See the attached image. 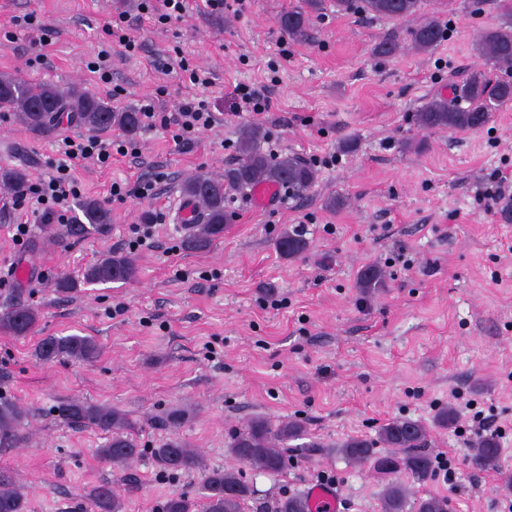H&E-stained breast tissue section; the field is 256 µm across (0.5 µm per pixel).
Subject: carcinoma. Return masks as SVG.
I'll return each mask as SVG.
<instances>
[{
    "instance_id": "1",
    "label": "carcinoma",
    "mask_w": 512,
    "mask_h": 512,
    "mask_svg": "<svg viewBox=\"0 0 512 512\" xmlns=\"http://www.w3.org/2000/svg\"><path fill=\"white\" fill-rule=\"evenodd\" d=\"M425 0H336L342 11L359 12L392 21H402L422 13ZM321 0H302L301 4L283 12L278 23L288 37L303 41L309 36V15L319 10ZM503 21L483 30L476 38L475 51L485 64L495 67H512V0H497ZM444 31L435 18H428L410 30L413 48L426 53L442 41ZM401 50L400 41L393 37L382 40L372 49L376 58L392 57ZM456 102L436 97L416 112L417 125L426 131L453 130L477 131L486 126L498 107L512 102V80H493L484 70L476 69L463 84L455 89ZM465 105H460L457 100ZM0 112H16L19 120L32 132H43L63 116L76 117L92 130L118 127L128 135L140 129L141 114L133 108L116 111L112 104L77 87L59 89L52 83H42L34 88L10 76L0 77ZM266 132L259 125L246 127L240 137V158L224 168V175L212 177L199 174L188 178L182 185L187 198L198 204L200 219L192 232L183 240L189 251H202L224 236L226 201L235 192L250 189L261 182L280 183L303 193L317 179L314 167L294 154L269 156L262 148ZM27 174L17 168L0 169V185L15 190L26 186ZM82 216L75 223L66 225L69 236L84 237L101 231L107 221V212L95 200L79 204ZM276 247L284 257L294 258L308 248V241L299 234L283 232ZM138 276L135 264L126 256L107 254L82 273V281L61 277L55 287L69 291L79 283L86 285L128 283ZM357 287L370 294L384 287V275L376 265L365 266L358 274ZM38 321V311L29 305H12L0 311V331L16 337L31 333ZM34 356L42 363H51L69 357L93 362L99 349L88 336H47L35 348ZM64 419L80 425L92 426L109 434L100 449V455L122 469L141 454L138 441L132 434L133 424L121 410L103 404L82 400H68L58 406ZM23 418L22 411L9 403L0 402V440L15 437ZM457 418L451 408L440 410L431 421L423 419H393L383 425L375 438L351 437L337 445L339 453L352 464L372 463L380 475L399 469L408 471L419 481L433 474L432 460L421 448L427 441L432 427H448ZM186 421L182 409L170 410L154 419V426L168 430V437L152 455L164 468L175 472H197L201 475L199 500L184 494L167 499L163 512H243L245 502L252 495L251 487L233 467L209 469L202 455L182 440L178 429ZM306 430L296 420H282L273 426L263 418L251 420L230 442L234 458L253 468L268 473H278L288 466V442L305 437ZM501 448L497 438L490 434L481 437L473 447V457L481 466L498 463ZM408 489L398 483H388L383 488L382 512H407ZM94 506L100 512H120L121 504L112 491L96 488L92 493ZM27 503L21 486L11 477L0 474V512H26ZM417 512H448V498L430 496L422 499Z\"/></svg>"
}]
</instances>
